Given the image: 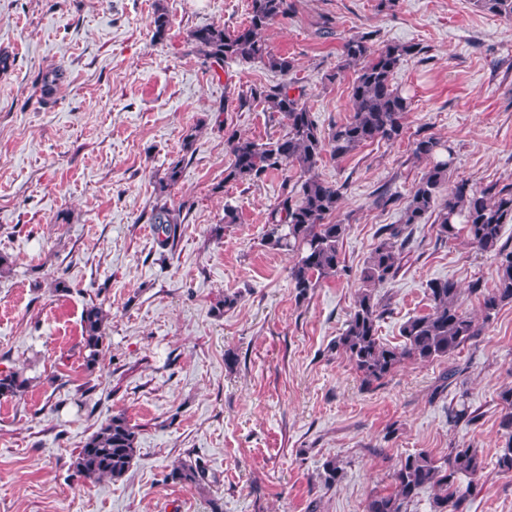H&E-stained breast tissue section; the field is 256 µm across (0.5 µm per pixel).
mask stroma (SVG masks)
<instances>
[{
	"instance_id": "35a3bbf8",
	"label": "stroma",
	"mask_w": 512,
	"mask_h": 512,
	"mask_svg": "<svg viewBox=\"0 0 512 512\" xmlns=\"http://www.w3.org/2000/svg\"><path fill=\"white\" fill-rule=\"evenodd\" d=\"M248 3L0 0V52L13 60L0 73V253L12 261L0 275V370L33 379L22 397L0 398V512H363L371 494L390 490L401 459L421 450L440 458L454 444L478 448L485 463L462 482L465 512H512V474L496 465L512 303L452 358L404 361L380 385H364L331 349L380 228L401 223L425 170L416 139L454 148L451 182H512V20L474 0H399L390 10L379 0H295L294 13L268 28L269 48L293 60L291 76L326 132L351 110L354 70L338 66L345 38L369 32L378 47L421 49L394 77L411 99L402 139L318 164L320 178L346 187L332 219L347 227V271L299 302L288 277L295 254L263 243L284 172L254 185L224 180L225 130L260 142L285 134L264 105L236 101L281 76L238 59L207 68L187 41L207 24L244 27ZM160 5L170 25L156 43ZM324 15L335 21L328 34ZM55 66L66 78L42 97L39 76ZM176 160L179 183L157 195ZM381 188L393 197L384 207ZM160 202L181 210L163 250L150 222ZM228 207L237 223L224 224ZM409 230L398 274L378 290L379 334L392 345L427 311L430 280L456 282L462 310L477 320L472 285L497 284L495 257L465 236L439 240L429 222ZM232 294L237 304L219 308ZM93 301L108 314V336L90 372L81 317ZM454 365L457 380L434 394ZM461 399L476 421H449ZM117 413L139 433L131 468L115 482L76 478L78 448ZM330 458L343 461L345 477L326 488L317 474ZM185 459L205 467V482L168 480Z\"/></svg>"
}]
</instances>
